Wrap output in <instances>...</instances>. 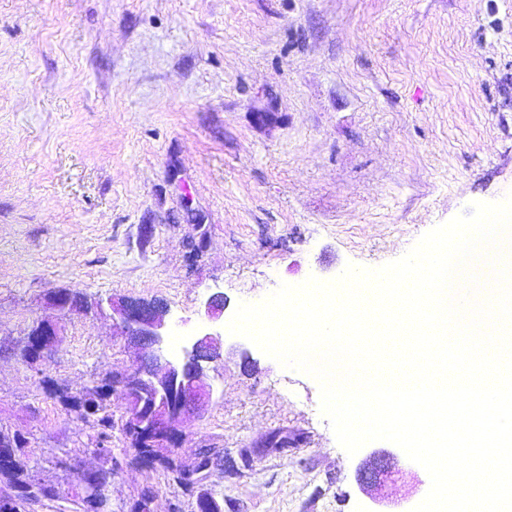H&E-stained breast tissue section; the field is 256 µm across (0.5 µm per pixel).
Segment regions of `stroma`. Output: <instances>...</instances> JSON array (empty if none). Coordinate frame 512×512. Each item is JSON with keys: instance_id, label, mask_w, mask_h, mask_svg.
<instances>
[{"instance_id": "35a3bbf8", "label": "stroma", "mask_w": 512, "mask_h": 512, "mask_svg": "<svg viewBox=\"0 0 512 512\" xmlns=\"http://www.w3.org/2000/svg\"><path fill=\"white\" fill-rule=\"evenodd\" d=\"M510 192L512 0H0V424L64 493L31 512H72L77 477L54 457L103 464L39 380L79 391L138 359L110 315L75 314L51 357L18 361L55 289L162 300L171 358L222 334L213 404L177 450L232 459L195 489L222 512H376L359 472L381 452L398 461L387 512H412L425 470L387 440L347 454L318 382L227 326ZM123 446L112 512L147 488L153 512H190Z\"/></svg>"}]
</instances>
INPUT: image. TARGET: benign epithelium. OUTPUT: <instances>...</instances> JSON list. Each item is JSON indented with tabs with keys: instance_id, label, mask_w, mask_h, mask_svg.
I'll use <instances>...</instances> for the list:
<instances>
[{
	"instance_id": "obj_1",
	"label": "benign epithelium",
	"mask_w": 512,
	"mask_h": 512,
	"mask_svg": "<svg viewBox=\"0 0 512 512\" xmlns=\"http://www.w3.org/2000/svg\"><path fill=\"white\" fill-rule=\"evenodd\" d=\"M45 304L49 314L33 322L36 348L42 355L56 347L61 317L87 310L85 303L74 300L66 290L47 293ZM105 304L117 322L119 335L139 351L135 364L112 370V387L126 400L125 435L132 446L146 450V460L157 461L180 446L183 421L207 411L212 398L208 370L211 364L223 360V343L216 335L204 334L196 338L183 358H169L163 353L168 333L167 309L161 302L133 296L110 297L105 303H96V310L104 311ZM215 470H224V459L205 449L189 464L186 476L195 487ZM394 472V456L373 455L361 470V485L377 489ZM78 487L79 502L108 495V488L94 481L91 470L82 471Z\"/></svg>"
}]
</instances>
